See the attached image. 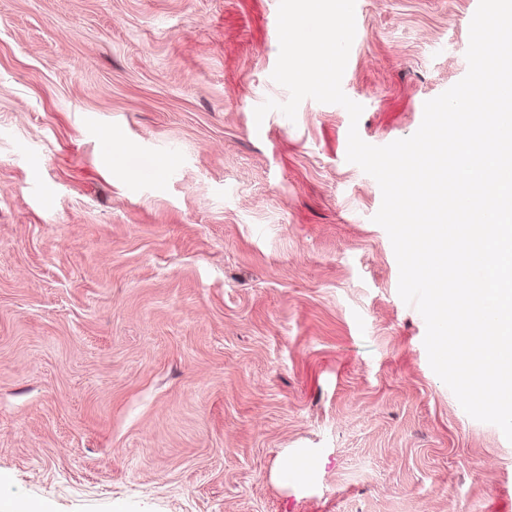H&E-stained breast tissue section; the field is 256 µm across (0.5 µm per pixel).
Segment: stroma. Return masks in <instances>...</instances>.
I'll return each instance as SVG.
<instances>
[{
  "label": "stroma",
  "mask_w": 512,
  "mask_h": 512,
  "mask_svg": "<svg viewBox=\"0 0 512 512\" xmlns=\"http://www.w3.org/2000/svg\"><path fill=\"white\" fill-rule=\"evenodd\" d=\"M478 3L358 0L363 141L411 136L466 75ZM278 6L0 0V504L512 502V442L433 372L398 294L345 108L255 120L289 97Z\"/></svg>",
  "instance_id": "obj_1"
}]
</instances>
